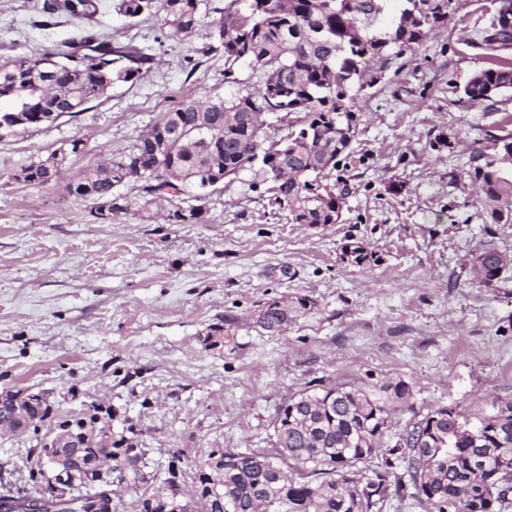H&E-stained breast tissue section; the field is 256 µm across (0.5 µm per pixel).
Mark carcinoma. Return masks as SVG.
I'll return each mask as SVG.
<instances>
[{"label":"carcinoma","mask_w":512,"mask_h":512,"mask_svg":"<svg viewBox=\"0 0 512 512\" xmlns=\"http://www.w3.org/2000/svg\"><path fill=\"white\" fill-rule=\"evenodd\" d=\"M389 0H239L224 8L220 25L200 49L204 56H224V78L244 61L262 72V84L246 95L215 101L183 99L162 113L138 137L129 152L85 169L67 186L69 193L92 203L91 215L101 224L112 215L134 210L141 220L161 218L168 224H199L204 208L187 206L182 187L200 190L195 200L226 183L253 174L249 189L266 186L270 204L286 213L290 224H337L342 193L327 184L349 156L358 119L353 110L365 88L371 62L386 64L390 56L424 41L442 25L441 0H403L396 15ZM202 0H116L114 9L127 21L162 15L169 37L181 39L199 24ZM101 0H45L49 16L83 21L94 17ZM483 37L487 49L512 44V0H500ZM152 54L132 42L100 37L84 28L41 58L18 56L0 65V131L40 128L64 115L89 109L118 84L139 81L150 68ZM512 89V61L495 56L476 71L462 89L468 101L490 100ZM268 112L287 122L288 145L277 140L262 145L264 132L252 115ZM166 138L169 147L155 154L153 143ZM497 156L477 149L471 178L483 194L486 214L494 224H512V181L500 165L512 164V136L500 139ZM52 152L22 167L16 179L44 186L58 179L57 166L77 154ZM141 182L134 201L120 187ZM343 254L359 265L377 262L361 244L344 246ZM512 267V256L485 249L471 261V272L491 282ZM315 303L307 296L272 300L256 322L271 335L283 333ZM410 397L401 382L371 389L354 385L308 387L288 397L276 410L269 435L270 450L241 452L211 448L195 465L192 481L202 494L218 486L222 496L208 498L200 512H375L393 498H413L429 512H496L512 492V403L466 414L441 407L388 436L392 407ZM112 416L91 404L79 413H59L44 391H9L0 402V433L21 421L36 441L26 456L34 493L0 495V512H25L39 502L46 480L41 459L49 457L52 438L74 437L81 445L69 466L95 473L99 454L108 450L115 478L142 499L141 512H186L177 493L184 474L171 465L161 479L148 471L146 452L133 438L112 435ZM379 459L377 469L359 477L360 465ZM41 503V502H39ZM43 512H112V499L101 480L70 490L64 501L41 503Z\"/></svg>","instance_id":"carcinoma-1"}]
</instances>
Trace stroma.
I'll return each instance as SVG.
<instances>
[{"mask_svg":"<svg viewBox=\"0 0 512 512\" xmlns=\"http://www.w3.org/2000/svg\"><path fill=\"white\" fill-rule=\"evenodd\" d=\"M43 2L0 0V64L77 33L64 17L40 26ZM228 2L204 0L195 34L171 40L161 17L127 24L103 0L93 26L149 47L150 71L87 112L0 135V391L45 390L63 412L111 407L113 434L133 431L153 468L188 473L210 448H268L276 409L311 385L407 383L394 433L440 407L512 403V268L488 286L469 272L484 249L512 255V224L490 222L469 173L472 148L495 155L512 134V89L461 98L499 0H453L443 26L358 94L339 223H288L237 181L207 198L199 224H144L131 210L101 224L68 192L175 102L256 87L259 71L239 65L228 83L223 56L200 53ZM74 140L84 147L63 181L17 180ZM350 243L378 263H352ZM296 295L315 307L282 334L255 325L261 304ZM226 316L223 344L206 347ZM30 446L0 437V494L25 486Z\"/></svg>","mask_w":512,"mask_h":512,"instance_id":"stroma-1","label":"stroma"}]
</instances>
